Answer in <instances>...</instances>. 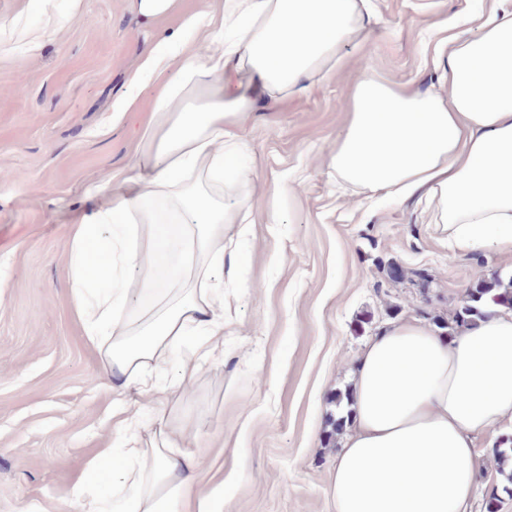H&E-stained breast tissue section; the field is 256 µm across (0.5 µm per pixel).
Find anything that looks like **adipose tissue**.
Returning <instances> with one entry per match:
<instances>
[{"instance_id":"adipose-tissue-1","label":"adipose tissue","mask_w":512,"mask_h":512,"mask_svg":"<svg viewBox=\"0 0 512 512\" xmlns=\"http://www.w3.org/2000/svg\"><path fill=\"white\" fill-rule=\"evenodd\" d=\"M363 0H224L230 39L207 56L174 62L168 39L149 52L177 67L125 177L99 191L69 245L71 298L104 377L121 453L111 471L112 512H222L200 490L202 459L162 429L156 383L187 349L190 380L224 347V291L214 276L236 265L219 244L249 212L255 174L224 167L248 149L239 128L267 104L308 93L343 65L344 48L371 40ZM446 93L410 92L357 77L349 119L325 158L337 179L394 203L425 198L452 250L512 246V0H493L479 33L447 39ZM143 304L130 306L127 274ZM512 427V312H490L450 339L417 321L375 336L357 363L355 416L330 487L335 512H470L477 440Z\"/></svg>"}]
</instances>
